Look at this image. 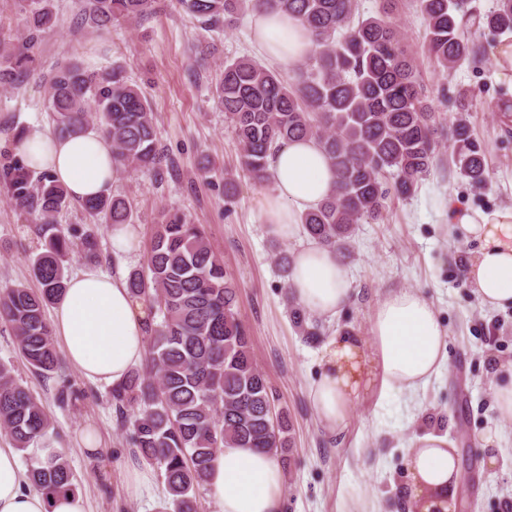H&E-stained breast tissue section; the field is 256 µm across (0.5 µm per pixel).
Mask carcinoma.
I'll return each instance as SVG.
<instances>
[{"instance_id": "1", "label": "carcinoma", "mask_w": 512, "mask_h": 512, "mask_svg": "<svg viewBox=\"0 0 512 512\" xmlns=\"http://www.w3.org/2000/svg\"><path fill=\"white\" fill-rule=\"evenodd\" d=\"M25 45L0 42V85L28 75L31 48L56 23L53 0H28ZM154 0H86L85 13L99 28L120 18L146 15ZM208 29L233 26L241 13L284 11L310 31L312 50L296 80L251 59L224 63L215 87L242 152L250 178L271 180L268 155L282 141L315 139L336 171V189L300 218L305 233L336 255H351L358 224L383 218L394 193L412 196L437 160L440 112L432 107L420 65L393 22L400 0H377L375 14L356 16L354 0H178ZM425 21L426 58L450 73L474 54L475 41L489 31L512 34V0L478 13L469 0H413ZM448 124L451 163L475 188L488 177L486 150L472 136L468 91H457ZM54 133L71 136L97 127L112 145L118 166L149 171L161 162L155 117L138 88L119 67L88 70L60 66L51 79ZM30 162L0 167V187L31 216L44 239L31 258L39 288L16 284L0 289V320L11 328L18 349L39 375L54 371L61 357L45 309L66 287L68 262L100 261L98 238L59 227L57 215L70 204L65 187L44 172L33 179ZM91 219L128 224L132 211L118 197L82 202ZM133 297L151 303L146 365L109 391L117 420L131 431L134 456L157 468L166 489L167 512H198L214 455L224 447L260 448L286 457L289 424L257 366L250 337L238 319V285L224 271L201 225L178 212L163 215L146 266L129 272ZM53 426L40 401L0 363V428L19 451ZM28 484L47 498L78 489L67 459L58 451L35 461Z\"/></svg>"}]
</instances>
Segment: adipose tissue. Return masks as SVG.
Here are the masks:
<instances>
[{"label": "adipose tissue", "mask_w": 512, "mask_h": 512, "mask_svg": "<svg viewBox=\"0 0 512 512\" xmlns=\"http://www.w3.org/2000/svg\"><path fill=\"white\" fill-rule=\"evenodd\" d=\"M256 48L271 60L302 59L312 46L301 21L285 12L254 16ZM14 153L34 161L66 186L72 199L106 196L117 166L112 149L99 132L62 140L40 127L13 140ZM274 190L263 199L268 233L291 238L299 216L324 201L336 187V175L316 141H286L270 159ZM452 231L481 242L467 268L480 302L503 308L512 304V207L490 213L458 206L449 212ZM288 291L308 313L333 317L351 295L350 279L335 254L308 242L292 254ZM150 311L129 293L123 276L88 267L74 274L56 301L52 333L70 362L89 380L123 381L147 355ZM446 331L430 300L419 291L396 289L378 301L369 337L340 333L325 346L320 374L310 397L321 424L336 431L348 420L360 395L382 387L416 392L445 361ZM409 498L416 512H456L453 490L460 478L457 455L444 436L428 435L407 459ZM284 472L276 457L257 448H225L214 458L205 486L219 512H279ZM0 512H86L83 498L69 494L46 499L27 487L15 449L0 447Z\"/></svg>", "instance_id": "adipose-tissue-1"}]
</instances>
